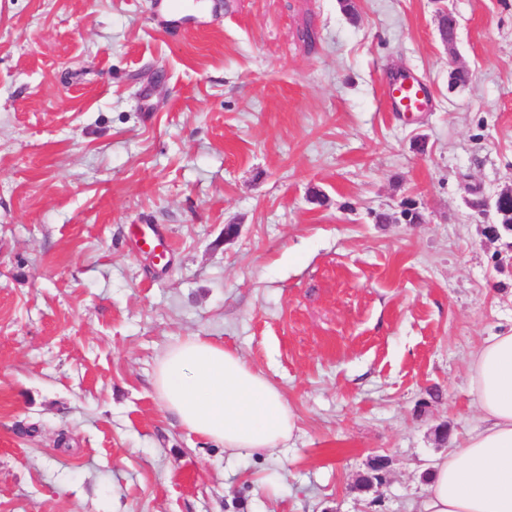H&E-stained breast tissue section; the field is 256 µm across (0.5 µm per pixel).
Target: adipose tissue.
<instances>
[{
    "label": "adipose tissue",
    "instance_id": "ef3b65f1",
    "mask_svg": "<svg viewBox=\"0 0 512 512\" xmlns=\"http://www.w3.org/2000/svg\"><path fill=\"white\" fill-rule=\"evenodd\" d=\"M478 422L463 445L431 467L418 512H512V330L468 356ZM153 384L163 408L188 432L231 457L293 444L297 415L282 391L236 352L202 336L171 345Z\"/></svg>",
    "mask_w": 512,
    "mask_h": 512
}]
</instances>
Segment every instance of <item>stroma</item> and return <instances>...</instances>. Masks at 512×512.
Masks as SVG:
<instances>
[{
	"mask_svg": "<svg viewBox=\"0 0 512 512\" xmlns=\"http://www.w3.org/2000/svg\"><path fill=\"white\" fill-rule=\"evenodd\" d=\"M355 3L0 0V512H415L512 327L466 204L512 187V0ZM191 335L281 389L292 448L232 459L162 408ZM388 108L392 112L413 114L427 105V87L420 79L402 77L390 81L384 91Z\"/></svg>",
	"mask_w": 512,
	"mask_h": 512,
	"instance_id": "obj_1",
	"label": "stroma"
}]
</instances>
